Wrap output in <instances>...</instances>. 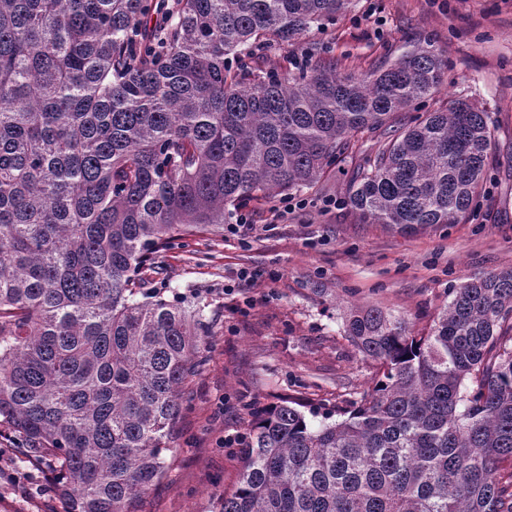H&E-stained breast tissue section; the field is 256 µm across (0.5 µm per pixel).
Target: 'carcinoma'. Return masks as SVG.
<instances>
[{
    "label": "carcinoma",
    "mask_w": 512,
    "mask_h": 512,
    "mask_svg": "<svg viewBox=\"0 0 512 512\" xmlns=\"http://www.w3.org/2000/svg\"><path fill=\"white\" fill-rule=\"evenodd\" d=\"M352 2L0 0V423L60 473L62 512H137L207 361L203 297L148 286L156 254L345 154L367 224L471 210L486 112L450 99L396 123L444 82L430 40L360 75L316 49L255 75V48ZM414 326L349 308L344 335L378 378L317 427L294 399L253 409L220 512H512V270L448 289Z\"/></svg>",
    "instance_id": "cac0c4a2"
}]
</instances>
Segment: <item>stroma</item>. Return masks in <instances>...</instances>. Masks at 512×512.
<instances>
[{
    "label": "stroma",
    "mask_w": 512,
    "mask_h": 512,
    "mask_svg": "<svg viewBox=\"0 0 512 512\" xmlns=\"http://www.w3.org/2000/svg\"><path fill=\"white\" fill-rule=\"evenodd\" d=\"M448 57V75L427 103L462 97L486 111L494 143L477 211L457 224L402 234L362 223L347 203L358 155L345 156L291 212L248 203L247 241L199 233L158 256L167 287L206 296L208 360L184 391V436L139 512H217L238 472L228 434H249L250 406L293 398L319 412L344 409L375 375L346 339L343 314L377 305L428 326L450 286L512 269V0H354L325 26L261 51L264 70H292L314 43L339 69L364 73L394 62L423 38ZM333 206H326V199ZM264 271L248 288L234 274Z\"/></svg>",
    "instance_id": "35a3bbf8"
}]
</instances>
